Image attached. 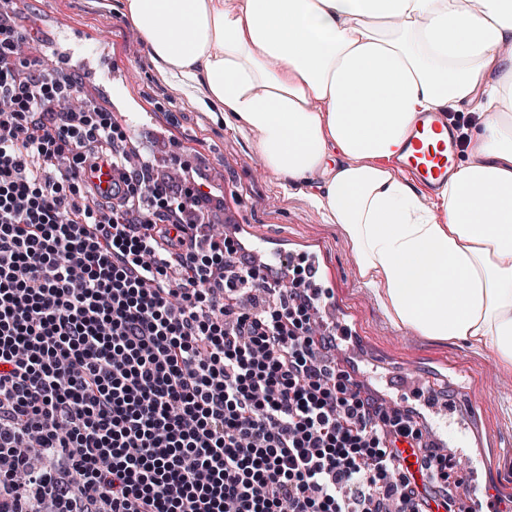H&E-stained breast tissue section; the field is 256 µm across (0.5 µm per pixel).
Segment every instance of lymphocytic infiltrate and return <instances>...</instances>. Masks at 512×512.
I'll return each mask as SVG.
<instances>
[{
  "instance_id": "lymphocytic-infiltrate-1",
  "label": "lymphocytic infiltrate",
  "mask_w": 512,
  "mask_h": 512,
  "mask_svg": "<svg viewBox=\"0 0 512 512\" xmlns=\"http://www.w3.org/2000/svg\"><path fill=\"white\" fill-rule=\"evenodd\" d=\"M22 42L0 14V512H457L451 458L322 358L318 289L214 241L200 191ZM101 155L120 200L93 209Z\"/></svg>"
}]
</instances>
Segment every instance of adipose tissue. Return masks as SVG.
<instances>
[{
    "label": "adipose tissue",
    "mask_w": 512,
    "mask_h": 512,
    "mask_svg": "<svg viewBox=\"0 0 512 512\" xmlns=\"http://www.w3.org/2000/svg\"><path fill=\"white\" fill-rule=\"evenodd\" d=\"M156 59L342 226L387 315L512 370V0H124ZM477 112L437 196L420 116Z\"/></svg>",
    "instance_id": "obj_1"
}]
</instances>
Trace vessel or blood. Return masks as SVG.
Masks as SVG:
<instances>
[{"instance_id": "b4317fda", "label": "vessel or blood", "mask_w": 512, "mask_h": 512, "mask_svg": "<svg viewBox=\"0 0 512 512\" xmlns=\"http://www.w3.org/2000/svg\"><path fill=\"white\" fill-rule=\"evenodd\" d=\"M454 152L451 130L439 115L428 114L417 122L408 149L398 165L422 184L441 185L448 180Z\"/></svg>"}]
</instances>
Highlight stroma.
Listing matches in <instances>:
<instances>
[{
  "label": "stroma",
  "mask_w": 512,
  "mask_h": 512,
  "mask_svg": "<svg viewBox=\"0 0 512 512\" xmlns=\"http://www.w3.org/2000/svg\"><path fill=\"white\" fill-rule=\"evenodd\" d=\"M123 0H12L17 18L35 8L39 31L63 38L75 57L106 46L110 67L77 101L108 112L133 155L201 179L211 192L216 226L242 225L248 250L317 258L323 305L335 311L331 356L364 392L411 409L434 447L458 460L464 494L475 512H491L484 488L512 494V370L494 355L420 336L394 322L371 296L340 225L302 189H285L263 166L255 136L216 120L201 91L170 79L121 11Z\"/></svg>",
  "instance_id": "obj_1"
}]
</instances>
